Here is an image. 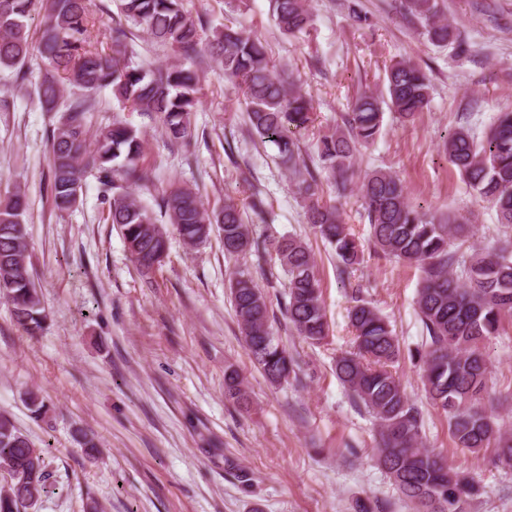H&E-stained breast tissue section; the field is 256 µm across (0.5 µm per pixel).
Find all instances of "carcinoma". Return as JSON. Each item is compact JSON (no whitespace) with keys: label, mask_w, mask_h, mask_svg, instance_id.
I'll use <instances>...</instances> for the list:
<instances>
[{"label":"carcinoma","mask_w":512,"mask_h":512,"mask_svg":"<svg viewBox=\"0 0 512 512\" xmlns=\"http://www.w3.org/2000/svg\"><path fill=\"white\" fill-rule=\"evenodd\" d=\"M271 6L283 35L295 37L312 29L308 0H271ZM404 8L410 19L421 23L431 44L441 46L455 39L437 0H404ZM35 10L43 18L36 40L28 23ZM133 26L170 48L173 59L156 69L133 65L129 57ZM205 28V21L184 9L183 0H117V13L108 15L102 42L93 0H0V69L16 70V79L23 82L32 74V55H37L38 99L44 111L62 112L52 129L49 177L59 210L76 207L84 178L94 175L108 203L107 220L120 229L144 276L161 267L168 252L167 229L159 224V214L190 247L205 243L217 229L224 236L227 256L253 252L263 258L275 253L287 277L288 324L309 344H320L329 326L307 242L290 235L259 241L252 237L234 199L209 209L199 190L179 184L163 193L155 212L127 191L130 186L149 188L140 164L143 142L138 131L115 120L89 135L96 94L110 87L122 107L160 115L170 143L189 146L200 78L186 62L201 64L211 58L224 70V78L243 88L251 133L277 147L278 158L306 203L315 235L335 251L339 274L361 264L363 251L342 224L339 208L322 202L320 173L305 164L296 138L312 122V98L294 79L274 71L266 46L247 27L226 24L208 35ZM386 85L384 97L363 93L356 98L343 125L315 145L321 173H326L339 197L349 190L358 147L376 140L385 111L411 122L429 105L430 80L409 60L388 66ZM443 147L467 188L492 204L498 223L512 226V111L498 113L481 136L469 126L454 129ZM238 184L246 194L247 208L264 215L268 203L247 172L238 173ZM360 191L375 252L419 265L424 272L416 305L427 333L418 351L427 398L448 416L456 447L476 451L493 443L497 461L512 467V438L503 436L495 415L481 402L490 373L484 343L499 335L505 322L512 323V242L459 256L450 246L466 230L463 217L450 214L436 219L412 205L401 180L390 171L366 174ZM27 209V197L19 188L0 198V298L10 304L12 318L23 332L35 336L44 329L47 314L28 271L23 220ZM230 297L255 364L270 383L288 382L295 360L274 336L266 296L249 271L236 272ZM349 318L355 350L336 358L335 373L375 420L378 464L416 512H470L475 485L423 446L421 412L391 370L401 349L389 320L359 296ZM225 385L229 399L246 402L236 371L225 373ZM48 452L0 415V475L11 478L0 489V512H36L50 486Z\"/></svg>","instance_id":"1"}]
</instances>
